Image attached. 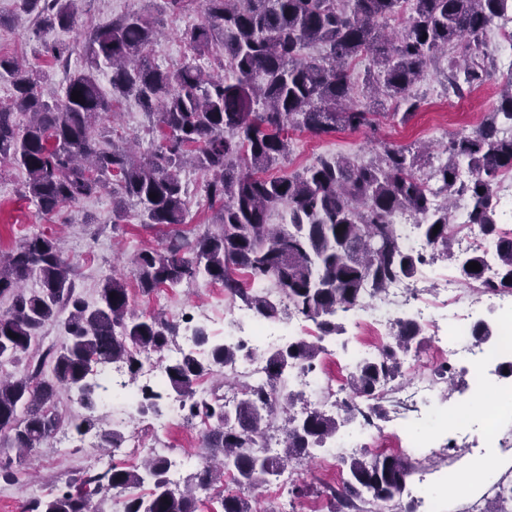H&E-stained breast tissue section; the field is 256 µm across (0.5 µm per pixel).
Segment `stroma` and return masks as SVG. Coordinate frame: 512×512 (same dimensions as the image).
<instances>
[{"instance_id": "35a3bbf8", "label": "stroma", "mask_w": 512, "mask_h": 512, "mask_svg": "<svg viewBox=\"0 0 512 512\" xmlns=\"http://www.w3.org/2000/svg\"><path fill=\"white\" fill-rule=\"evenodd\" d=\"M140 5L141 0H87L84 14L71 30L40 31L32 21L23 28L2 25L0 52L31 58L43 52L46 46L69 44L73 52L67 66L57 67L53 81L45 87L46 94H60L68 73L82 68L85 63L82 45L91 28ZM201 20L200 9L194 2L181 13L166 18L154 45L153 61L165 67H177L187 62L191 53L186 35ZM446 70L447 64L443 61L425 68L416 85V91L423 99L422 105L407 121L388 119V112L395 109L394 103L390 102L385 106L386 116L379 118L373 128L339 130L321 137L290 131L288 155L272 168V175L302 171L324 154H341L359 163L366 162L384 144L413 146L426 142L437 149L447 144L451 134L473 131L497 103L504 75L494 71L484 84L457 99L447 94ZM97 125L108 128L116 144H134L144 154L152 153L160 142L159 134L148 128V117L131 98L122 100L115 106L112 116L98 120ZM181 179L187 189L189 208L187 222L181 230L193 238L203 233L213 221L205 198L208 176L188 167L182 170ZM23 180V175L8 160L0 158V252H9L25 237L34 234L58 236L62 239L63 253L72 268L77 289L88 303L98 301L101 280L115 271L127 280L138 312L172 318L185 309L207 310L217 306L216 293L220 286L205 278L174 288H161L148 295L138 292L127 258L145 246L162 245L169 230L141 224L135 214V205H128V217L119 225L112 222V197L106 193L82 201L78 208L64 206L46 216L24 198ZM435 368L432 345L426 341L406 357L402 379L406 382L435 380L438 391L432 401L436 404L447 407L460 399L474 407L481 404L482 398L475 393V378L471 372L456 367L452 380L445 381L436 379ZM426 454L423 484L427 487L434 486L441 473L463 478L481 464L475 448L462 442L451 447L440 441L427 449ZM97 464L96 452L74 438L65 448L53 444L42 448L32 461L17 466L14 481L0 480V512H24L27 501L36 497L38 489L42 488V476L53 477L61 485Z\"/></svg>"}]
</instances>
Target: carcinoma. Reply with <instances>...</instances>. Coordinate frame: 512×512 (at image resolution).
<instances>
[{"mask_svg":"<svg viewBox=\"0 0 512 512\" xmlns=\"http://www.w3.org/2000/svg\"><path fill=\"white\" fill-rule=\"evenodd\" d=\"M83 0H19V12L43 29L77 25ZM202 20L189 35L192 57H214L220 72L186 62L161 67L152 59L159 20L151 8L125 13L91 31L83 45L85 65L69 74L63 96L47 99L41 85L52 72L36 62L0 54V81L13 97L0 102V157L26 171L24 197L43 214L108 193L114 218L124 205L139 206L143 223H186L187 191L179 177L186 164L207 171V206L214 229L195 241L175 236L163 248L145 247L132 260L140 291L174 288L200 277L222 284L225 295L259 320L280 321L288 311L312 321L319 339L344 331L338 312L363 306L367 297L386 293L396 280L409 281L436 261L456 263L462 279L487 289L512 288V235L497 224L496 177L512 170V80L487 120L474 131L448 139L438 165L430 170L441 202L425 189L421 175L430 148L385 147L367 163L340 155L318 157L298 174L265 177L286 157L289 129L314 137L338 128L374 124L381 113L372 100L387 97L406 106L408 117L421 106L414 86L424 68L448 60V96L458 99L482 85L495 68L492 58L477 59L463 48L480 43L490 19L512 9V0H200ZM404 17L398 33L388 21ZM322 49L310 57L304 50ZM368 60L363 102L355 101L353 63ZM106 68L111 87L105 96L98 73ZM81 92L80 101L72 99ZM133 96L155 118L164 142L146 158L94 134L98 119L120 97ZM28 120L21 124L17 115ZM471 173L461 180L462 171ZM468 197L467 221L479 226L494 250L496 278L486 277L485 252L459 257L448 236L456 220V199ZM283 209L281 223L269 214ZM416 219L412 232L423 248L403 242L396 220ZM438 232H433L435 225ZM471 262L480 270L467 268ZM243 270L267 290H253L232 274ZM34 281L36 287H27ZM10 300L0 314V364L28 354L45 328L57 324L65 340L19 377H0V432L22 461L44 447L58 430L54 410L58 390L75 393L77 413L70 428L83 435L100 425L101 385L89 374L92 363H119L129 380L142 370L141 354L176 344L178 324L159 315L137 313L126 282L104 278L100 301L89 305L77 292L61 240L35 234L0 254V298ZM197 350L165 363V384L146 386L137 412H159L161 401H180L186 420L207 423L205 452L183 484L168 479L165 458L149 455L141 466L91 469L45 498L35 497L26 512H102L94 498L147 481L149 497H129L124 512H199L202 493L224 486V473L251 489L295 468L302 459L337 437L340 428L362 415L344 405L337 415L306 402L288 386V372L311 369L322 347L304 337L289 338L264 353L265 384H240L233 408L214 391L198 395L197 380L218 376L247 359L242 343L213 342L204 327L195 329ZM424 341L423 330L401 317L390 341L351 373L350 390L370 401L394 382L401 360ZM280 433L278 452L260 444L267 432ZM348 479L341 490L304 481L290 482L295 498L316 495L328 512H345L349 502L370 494L372 512H384L403 496L417 467L399 455L374 456L365 450L341 458ZM485 499L484 512H512V484L498 482ZM222 512H258L235 493L218 499Z\"/></svg>","mask_w":512,"mask_h":512,"instance_id":"obj_1","label":"carcinoma"}]
</instances>
